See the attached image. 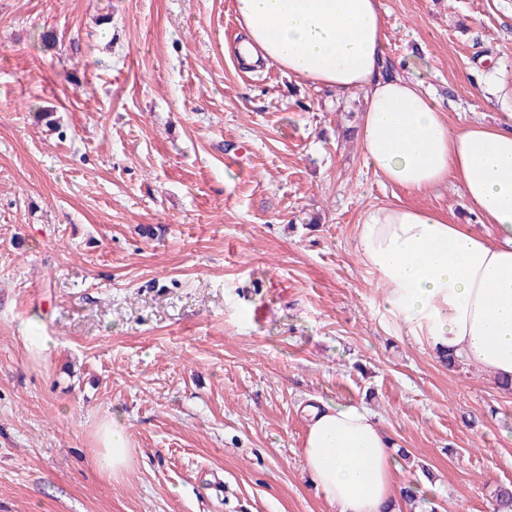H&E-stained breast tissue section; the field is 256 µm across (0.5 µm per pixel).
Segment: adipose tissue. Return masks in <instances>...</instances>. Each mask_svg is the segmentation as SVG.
Masks as SVG:
<instances>
[{"label":"adipose tissue","instance_id":"ef3b65f1","mask_svg":"<svg viewBox=\"0 0 512 512\" xmlns=\"http://www.w3.org/2000/svg\"><path fill=\"white\" fill-rule=\"evenodd\" d=\"M246 63L264 60L318 87L363 92L359 128L374 171L424 192L460 183L495 242L465 224L400 204L367 209L357 246L386 308L438 354L478 365L512 387V123L449 125L425 89L427 73L386 71L379 0H235ZM303 453L318 494L336 512H408L392 442L358 402L305 406ZM95 463L124 471V418L105 416Z\"/></svg>","mask_w":512,"mask_h":512}]
</instances>
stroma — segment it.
I'll use <instances>...</instances> for the list:
<instances>
[{"mask_svg": "<svg viewBox=\"0 0 512 512\" xmlns=\"http://www.w3.org/2000/svg\"><path fill=\"white\" fill-rule=\"evenodd\" d=\"M380 4L389 72L429 67L450 124L512 115V0ZM241 38L234 0H0V512H335L313 397L371 411L418 512H492L512 393L411 336L356 240L390 202L489 226L456 181L384 184L362 94L243 65ZM19 332L22 335L21 338L24 340L27 352L33 357L47 358L56 346L50 336L36 333L33 330V325L29 323L20 325ZM95 463L98 471L112 477L124 471L131 459V441L122 415L105 416L100 424Z\"/></svg>", "mask_w": 512, "mask_h": 512, "instance_id": "stroma-1", "label": "stroma"}]
</instances>
